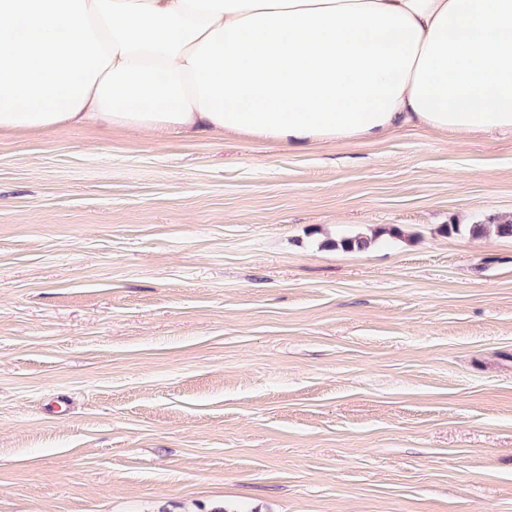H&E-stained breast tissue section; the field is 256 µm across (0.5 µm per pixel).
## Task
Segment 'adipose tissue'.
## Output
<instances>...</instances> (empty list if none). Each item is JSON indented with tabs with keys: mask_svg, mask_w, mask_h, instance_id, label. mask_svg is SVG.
I'll return each instance as SVG.
<instances>
[{
	"mask_svg": "<svg viewBox=\"0 0 512 512\" xmlns=\"http://www.w3.org/2000/svg\"><path fill=\"white\" fill-rule=\"evenodd\" d=\"M512 135V0H0V131Z\"/></svg>",
	"mask_w": 512,
	"mask_h": 512,
	"instance_id": "obj_1",
	"label": "adipose tissue"
}]
</instances>
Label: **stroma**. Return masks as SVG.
I'll return each mask as SVG.
<instances>
[{
	"instance_id": "35a3bbf8",
	"label": "stroma",
	"mask_w": 512,
	"mask_h": 512,
	"mask_svg": "<svg viewBox=\"0 0 512 512\" xmlns=\"http://www.w3.org/2000/svg\"><path fill=\"white\" fill-rule=\"evenodd\" d=\"M492 216L508 136L1 134L0 512H512Z\"/></svg>"
}]
</instances>
